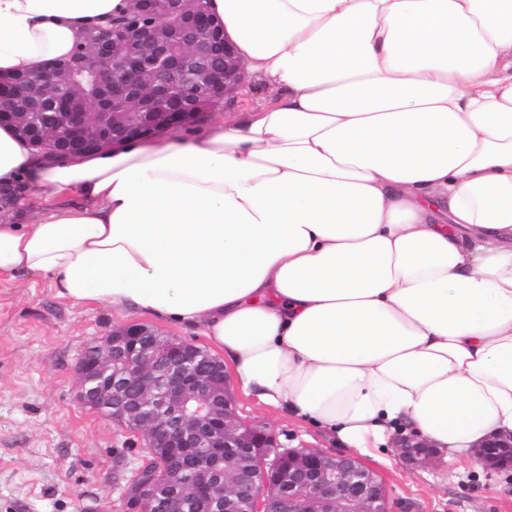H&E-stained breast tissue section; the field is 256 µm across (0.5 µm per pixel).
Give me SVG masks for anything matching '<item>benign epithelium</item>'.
Segmentation results:
<instances>
[{
    "label": "benign epithelium",
    "mask_w": 512,
    "mask_h": 512,
    "mask_svg": "<svg viewBox=\"0 0 512 512\" xmlns=\"http://www.w3.org/2000/svg\"><path fill=\"white\" fill-rule=\"evenodd\" d=\"M130 16L161 14L143 24L112 27V37L93 34L90 45L121 56L114 70L96 73L100 86L95 112H62L36 145L60 156L117 148L130 139L196 124L197 93L216 105L233 97L245 81L237 51L216 28L208 0H129ZM85 68L78 57L67 69L50 64L49 84L34 83L33 95L64 105L73 79ZM130 356L129 369L114 368V354ZM199 349L178 338L163 342L153 329L130 324L112 331L96 348L92 372L82 369L81 402L129 426L153 448H197L188 463L204 466L213 448H254L245 468L235 456L224 472L185 484L182 471L165 474L172 492L160 501L162 512H183L186 500L205 498L212 512H389L384 483L357 457L317 448H285L266 427L242 419L224 373V363L204 368ZM400 454L423 465L434 451L423 443L404 444ZM473 457L491 471L512 469V435H494L475 447ZM250 491L242 494V469ZM133 512L157 500L156 480H133L126 491Z\"/></svg>",
    "instance_id": "benign-epithelium-1"
}]
</instances>
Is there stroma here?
<instances>
[{"label": "stroma", "instance_id": "35a3bbf8", "mask_svg": "<svg viewBox=\"0 0 512 512\" xmlns=\"http://www.w3.org/2000/svg\"><path fill=\"white\" fill-rule=\"evenodd\" d=\"M143 324L202 348L197 330L59 298L49 278L0 277V512H127L124 491L148 457L135 433L79 399L78 366L113 330ZM243 418L290 447L339 453L327 432L237 394ZM363 463L384 481L390 512H512V470L474 459L412 466L379 450Z\"/></svg>", "mask_w": 512, "mask_h": 512}]
</instances>
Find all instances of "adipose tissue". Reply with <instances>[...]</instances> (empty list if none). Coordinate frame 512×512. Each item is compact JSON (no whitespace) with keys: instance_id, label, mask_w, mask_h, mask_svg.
<instances>
[{"instance_id":"adipose-tissue-1","label":"adipose tissue","mask_w":512,"mask_h":512,"mask_svg":"<svg viewBox=\"0 0 512 512\" xmlns=\"http://www.w3.org/2000/svg\"><path fill=\"white\" fill-rule=\"evenodd\" d=\"M128 0H0V82ZM263 102L59 159L0 124V276L198 329L242 392L374 456L512 433V0H210ZM52 204L51 200H46L40 196H19L12 198L0 192V216L1 220L6 218L5 210L13 212L16 217H20L23 220H17L16 223L22 224L27 223L39 215H41L45 209Z\"/></svg>"}]
</instances>
